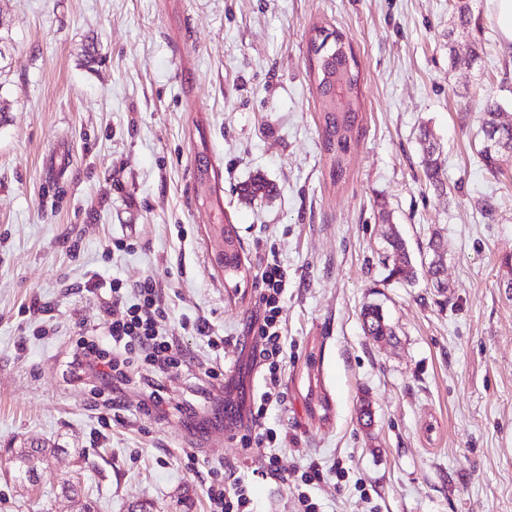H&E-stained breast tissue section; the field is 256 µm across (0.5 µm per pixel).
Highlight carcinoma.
Instances as JSON below:
<instances>
[{"label":"carcinoma","mask_w":512,"mask_h":512,"mask_svg":"<svg viewBox=\"0 0 512 512\" xmlns=\"http://www.w3.org/2000/svg\"><path fill=\"white\" fill-rule=\"evenodd\" d=\"M316 92L323 104L320 134L322 146L327 158L328 176L331 183L339 185L346 182L348 164L352 149L360 136L362 112L360 100V74L349 77L344 70L323 72L318 67L315 76ZM354 96V109L349 112H336L333 103L341 93ZM419 144L422 152L424 175L435 187L444 186V169L440 146L433 133L424 128L420 132ZM212 164L208 156L205 140H200L196 151L197 198L201 203H213V187L210 183ZM273 185L262 175L257 174L244 185L243 194L249 200L269 197ZM385 254L392 259L389 276L406 282L417 278V270L410 259L406 243L400 234L392 231L385 235ZM241 244L233 226L224 228V276L232 278L243 270ZM364 329L367 335L378 339L392 335L391 327L386 323L383 313L375 305L368 306L363 312ZM61 452V449L46 444L37 447L22 446L11 450L9 462L12 463L15 477L24 482L34 483L38 477L39 465ZM60 490L63 497L73 503V512H94V507L87 501H81L76 486L62 480Z\"/></svg>","instance_id":"cac0c4a2"}]
</instances>
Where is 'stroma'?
<instances>
[{
    "mask_svg": "<svg viewBox=\"0 0 512 512\" xmlns=\"http://www.w3.org/2000/svg\"><path fill=\"white\" fill-rule=\"evenodd\" d=\"M454 3L0 0V512H70L59 481L74 469L96 512H177L185 492L190 512H210L213 470L239 476L258 455L225 438L248 422L217 400L264 387L249 325L271 251L288 273V358L265 425L288 438L273 447L280 475L249 480L254 512H299L293 476L311 465L319 512H512V153L493 173L478 156L485 106L512 119V52L490 0H471L470 34L450 59ZM317 25L343 33L360 63L362 134L339 186L308 65ZM424 126L441 144L442 193L423 173ZM202 136L241 241L235 282L211 263L213 214L196 200ZM258 172L277 194L242 200L238 186ZM390 224L415 282L380 262ZM435 232L440 288L426 273ZM149 275L187 362L160 377L162 409L147 416L141 386L107 403L72 356L123 312L112 284ZM370 303L394 338L365 335ZM198 319L222 347L186 329ZM214 364L233 371L229 394L205 377ZM30 443L62 452L21 485L8 451Z\"/></svg>",
    "mask_w": 512,
    "mask_h": 512,
    "instance_id": "35a3bbf8",
    "label": "stroma"
}]
</instances>
